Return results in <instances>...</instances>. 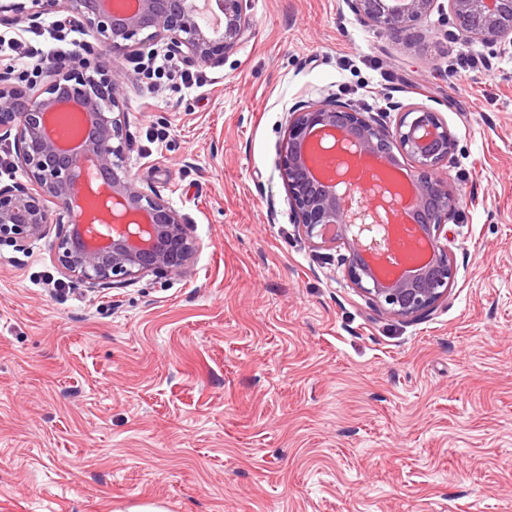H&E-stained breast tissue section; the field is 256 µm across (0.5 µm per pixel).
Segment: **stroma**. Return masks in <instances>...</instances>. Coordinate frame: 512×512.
I'll list each match as a JSON object with an SVG mask.
<instances>
[{"label": "stroma", "mask_w": 512, "mask_h": 512, "mask_svg": "<svg viewBox=\"0 0 512 512\" xmlns=\"http://www.w3.org/2000/svg\"><path fill=\"white\" fill-rule=\"evenodd\" d=\"M447 11L394 38L346 0H246L252 38L198 85L116 59L126 165L198 250L91 293L57 226L0 244V512H512V49L461 46ZM57 22L0 39L47 50ZM331 94L454 135L455 278L430 315L380 311L343 246L295 230L285 118Z\"/></svg>", "instance_id": "35a3bbf8"}]
</instances>
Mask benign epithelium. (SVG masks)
<instances>
[{"mask_svg":"<svg viewBox=\"0 0 512 512\" xmlns=\"http://www.w3.org/2000/svg\"><path fill=\"white\" fill-rule=\"evenodd\" d=\"M223 26L213 30L197 0H0V22L67 13L93 37L64 67L43 71L41 88L11 82L0 67V133L14 135L27 186L0 187V242L22 249L60 227L52 244L64 275L90 292L149 275H179L196 240L178 212L141 187L125 164L121 99L128 76L105 55L139 54L163 43L188 63L222 62L250 38L245 0H208ZM437 0H347L364 24L392 34L426 18ZM457 42L512 44V0H448ZM454 139L438 113L404 109L395 128L383 114L334 97L292 108L277 164L298 236L314 247L339 243L353 287L402 319L432 312L448 298L455 267L441 236L459 194L439 176ZM414 168L411 193L396 181L401 160ZM410 214L413 226L398 223ZM411 232L427 238L429 258L410 272L380 277L364 252L389 254Z\"/></svg>","mask_w":512,"mask_h":512,"instance_id":"7a95c632","label":"benign epithelium"}]
</instances>
